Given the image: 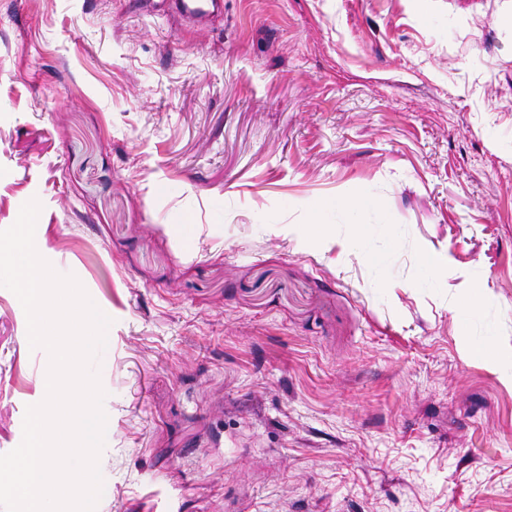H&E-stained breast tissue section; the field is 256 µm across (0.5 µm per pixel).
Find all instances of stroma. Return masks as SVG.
Here are the masks:
<instances>
[{
	"label": "stroma",
	"mask_w": 512,
	"mask_h": 512,
	"mask_svg": "<svg viewBox=\"0 0 512 512\" xmlns=\"http://www.w3.org/2000/svg\"><path fill=\"white\" fill-rule=\"evenodd\" d=\"M33 198L113 320L95 512H512V0H0V229ZM47 367L0 288V454ZM219 4L213 0H182L176 4V10L182 17L198 19L212 15L214 11L211 12V8L215 10ZM361 212L360 206H344L336 210V219L351 224L355 231L356 244L365 252L373 270L377 272L381 268L382 257L374 249V234L383 231L384 236L394 242L397 236L396 228L391 224H360Z\"/></svg>",
	"instance_id": "obj_1"
}]
</instances>
